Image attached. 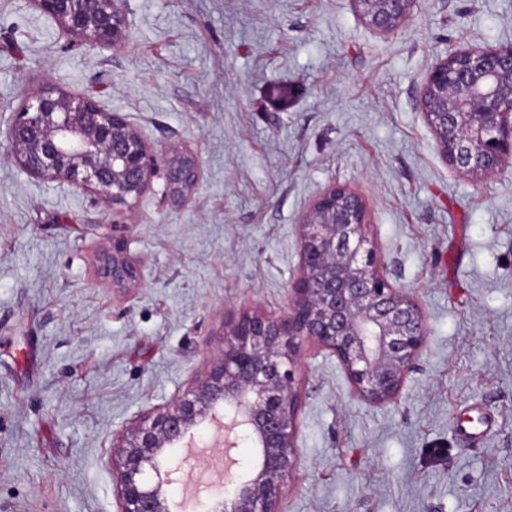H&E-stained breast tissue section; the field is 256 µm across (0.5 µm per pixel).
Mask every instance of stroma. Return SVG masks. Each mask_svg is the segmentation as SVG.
<instances>
[{"label":"stroma","mask_w":512,"mask_h":512,"mask_svg":"<svg viewBox=\"0 0 512 512\" xmlns=\"http://www.w3.org/2000/svg\"><path fill=\"white\" fill-rule=\"evenodd\" d=\"M117 48L74 46L0 0V512H117L112 437L205 371L224 319L277 316L298 222L329 185L363 198L388 281L427 342L394 402L304 343L299 463L278 512H512V164L442 157L419 107L448 50L512 45V0H416L383 35L351 0H126ZM49 81L202 162L183 201L155 178L124 232L142 284L94 273L112 210L27 174L4 132ZM491 414L472 441L460 418Z\"/></svg>","instance_id":"obj_1"}]
</instances>
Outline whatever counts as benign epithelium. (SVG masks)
Wrapping results in <instances>:
<instances>
[{
  "mask_svg": "<svg viewBox=\"0 0 512 512\" xmlns=\"http://www.w3.org/2000/svg\"><path fill=\"white\" fill-rule=\"evenodd\" d=\"M74 42L124 44L125 0H32ZM357 14L383 34L398 31L416 0H351ZM419 106L444 158L466 177L484 178L512 162V47L471 46L448 52L429 69ZM20 165L32 176L66 182L120 214L133 213L156 177L182 200L198 184L193 153L159 149L121 112L92 96L45 84L29 95L6 130ZM365 202L330 185L301 218L298 278L280 316L243 312L224 320L223 348L202 378L175 400L143 412L112 438L117 512H172L170 486L183 462L172 452L224 416L251 457L244 472L224 481L218 502L202 512H277L297 463L300 407L295 372L300 348L312 342L341 363L356 397L392 402L428 335L414 298L381 273L366 227ZM124 222H112V249L97 272L112 287L141 281L127 253Z\"/></svg>",
  "mask_w": 512,
  "mask_h": 512,
  "instance_id": "7a95c632",
  "label": "benign epithelium"
}]
</instances>
